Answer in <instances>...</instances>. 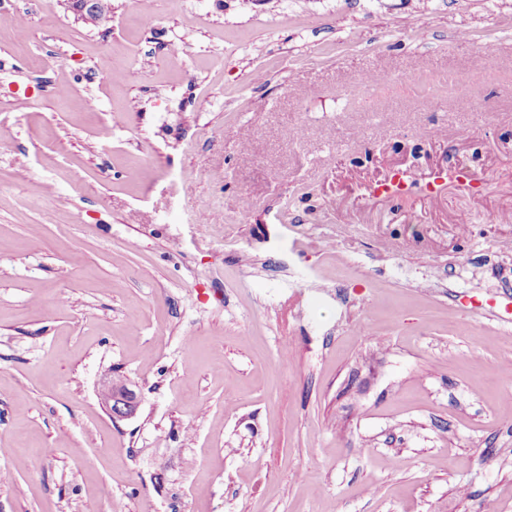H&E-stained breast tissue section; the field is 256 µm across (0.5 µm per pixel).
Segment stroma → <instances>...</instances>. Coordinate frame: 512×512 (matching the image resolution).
Segmentation results:
<instances>
[{"mask_svg":"<svg viewBox=\"0 0 512 512\" xmlns=\"http://www.w3.org/2000/svg\"><path fill=\"white\" fill-rule=\"evenodd\" d=\"M18 6L0 512H512V0ZM83 8L80 10L75 6V0H59L58 3L67 5L68 9L77 13L82 19L86 11L95 13L98 16V24H103L112 19V3L110 0H82ZM104 399L115 419L133 417L139 403L137 393L128 385L117 381L110 382Z\"/></svg>","mask_w":512,"mask_h":512,"instance_id":"35a3bbf8","label":"stroma"}]
</instances>
